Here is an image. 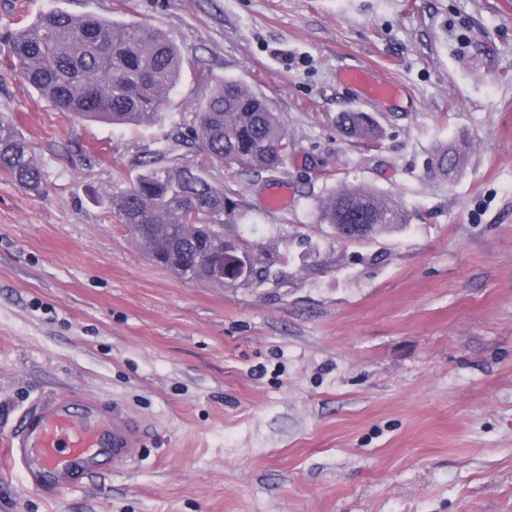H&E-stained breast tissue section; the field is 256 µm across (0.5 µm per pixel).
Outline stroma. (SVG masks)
Masks as SVG:
<instances>
[{
  "label": "stroma",
  "instance_id": "stroma-1",
  "mask_svg": "<svg viewBox=\"0 0 512 512\" xmlns=\"http://www.w3.org/2000/svg\"><path fill=\"white\" fill-rule=\"evenodd\" d=\"M52 9L149 25L187 65L147 127L0 81L44 172L37 191L0 173V442L57 394L146 431L135 460L74 483L14 469L0 512H512V0H0V33ZM200 66L263 97L288 141L260 178L209 167L225 232L275 260L260 285L181 279L112 215L142 162L198 163ZM350 67L403 95L362 102ZM359 110L379 141L341 134ZM350 184L410 223L337 239L320 206Z\"/></svg>",
  "mask_w": 512,
  "mask_h": 512
}]
</instances>
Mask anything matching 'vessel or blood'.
<instances>
[{
    "mask_svg": "<svg viewBox=\"0 0 512 512\" xmlns=\"http://www.w3.org/2000/svg\"><path fill=\"white\" fill-rule=\"evenodd\" d=\"M340 76L371 102L402 94L398 85L376 79L363 69H346ZM73 401L68 394L43 399L11 435L8 456L24 469L30 487H39L49 474L68 476L73 468L93 465L101 456L117 464L131 462L142 448L139 423L120 407L106 412L94 402L78 415L71 409Z\"/></svg>",
    "mask_w": 512,
    "mask_h": 512,
    "instance_id": "vessel-or-blood-1",
    "label": "vessel or blood"
}]
</instances>
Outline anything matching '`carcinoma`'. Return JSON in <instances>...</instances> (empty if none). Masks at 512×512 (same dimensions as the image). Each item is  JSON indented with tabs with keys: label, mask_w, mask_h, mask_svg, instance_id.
<instances>
[{
	"label": "carcinoma",
	"mask_w": 512,
	"mask_h": 512,
	"mask_svg": "<svg viewBox=\"0 0 512 512\" xmlns=\"http://www.w3.org/2000/svg\"><path fill=\"white\" fill-rule=\"evenodd\" d=\"M6 66L59 112L113 124H153L168 93L177 85L183 58L156 30L136 22L52 10L0 37ZM197 113L192 140L201 156L195 166L143 163L126 188L112 194V214L144 247L161 256L167 268L191 281H210L203 260L207 251L224 248V265L237 249H249L224 234L231 200L224 186L210 180L206 167L228 160L244 171L277 169L288 150L280 121L267 101L234 80L210 81ZM336 124L349 139L376 140L380 129L367 112H343ZM0 172L20 187L41 185L36 164L11 118L0 115ZM357 194L350 187L332 192L321 206L323 224H367L371 234L408 223L403 206L369 186ZM251 251L249 281L264 283L272 262Z\"/></svg>",
	"instance_id": "carcinoma-1"
}]
</instances>
